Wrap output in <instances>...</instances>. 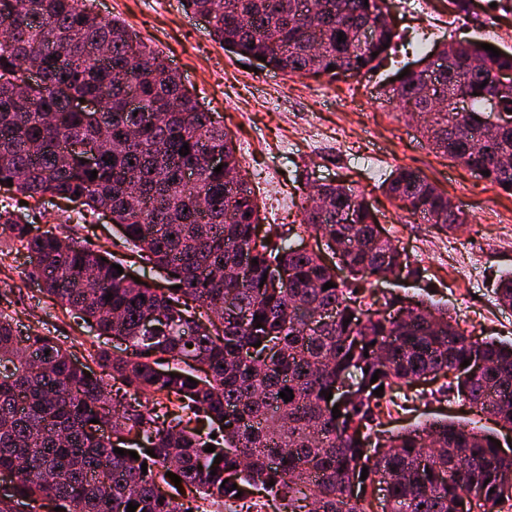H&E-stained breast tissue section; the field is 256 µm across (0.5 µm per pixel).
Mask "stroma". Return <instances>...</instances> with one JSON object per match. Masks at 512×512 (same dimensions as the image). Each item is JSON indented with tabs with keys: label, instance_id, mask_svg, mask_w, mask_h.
I'll return each mask as SVG.
<instances>
[{
	"label": "stroma",
	"instance_id": "obj_1",
	"mask_svg": "<svg viewBox=\"0 0 512 512\" xmlns=\"http://www.w3.org/2000/svg\"><path fill=\"white\" fill-rule=\"evenodd\" d=\"M101 17L119 18L181 75L202 107L231 134L241 173L260 206L263 224L280 235L299 228L311 247L314 233L301 230V206L313 185L344 181L373 205L384 232L409 256L416 273L382 284L386 298L433 303L456 314L479 338L512 340V309L494 294L502 272L512 269V195L465 165L436 154L416 122L388 100L386 84L398 70L451 40H478L512 51V0H385L396 36L387 58L350 79L288 76L268 67L246 69L245 58L225 52L203 19L183 0H90ZM346 109H338V102ZM399 167L419 170L456 202L468 218L448 229L409 221L381 184ZM26 255L0 264V291L24 286L19 306L31 321L67 337L77 363H87L94 328L63 314L28 280ZM438 382L413 399H398L385 430L398 432L424 420L469 423L500 437L489 416L449 402Z\"/></svg>",
	"mask_w": 512,
	"mask_h": 512
}]
</instances>
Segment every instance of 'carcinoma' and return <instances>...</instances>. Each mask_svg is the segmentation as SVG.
<instances>
[{
    "instance_id": "1",
    "label": "carcinoma",
    "mask_w": 512,
    "mask_h": 512,
    "mask_svg": "<svg viewBox=\"0 0 512 512\" xmlns=\"http://www.w3.org/2000/svg\"><path fill=\"white\" fill-rule=\"evenodd\" d=\"M185 7L206 19L225 51L262 56L287 75L370 71L395 38L381 24L382 0H185ZM366 24L379 29L378 41L353 53ZM454 54V76L438 72L426 82L407 74L389 99L427 111L421 130L436 153L481 165L512 194V171L498 166L499 157H512V126L491 140L479 135L482 83L512 73V53L493 57L479 42L462 41ZM35 62L44 83L21 87ZM456 92L467 94L470 111L448 104ZM86 97L98 98L96 109L74 105ZM132 98L160 121L149 126L134 115ZM68 140L98 143L102 154L83 164L81 155L58 150ZM215 152L224 155L219 173L206 161ZM0 185L27 200L80 193L81 223L110 213L141 268L166 282L137 283L126 267L117 274L107 251L0 210V262L26 251L40 291L114 342H92V365L80 366L59 337L8 313L16 301L4 298L0 474L15 482L0 495V512H127L130 503L136 512H210L227 502L253 512L249 486L288 502V512H369L353 491L366 481L386 485L383 512H474L479 501L483 512H497L512 502V448L479 428L427 420L377 441L375 460L357 443L370 439V423L390 413L403 387L448 369L456 373L448 391L512 427V343L479 340L448 309L422 301L394 317L373 309V283L414 269L349 186H315L302 211L306 229L331 241L335 266L272 240L271 227L258 235L259 206L224 126L158 53L121 20L95 14L88 0H0ZM383 185L410 216L467 222L415 169L399 168ZM242 249L257 260L246 282L236 273ZM328 282L334 287L323 289ZM495 294L512 308V272L500 276ZM339 376L351 379L358 399H343ZM287 388L288 402L279 397ZM335 406L361 437L340 430ZM210 445L215 451H205Z\"/></svg>"
}]
</instances>
